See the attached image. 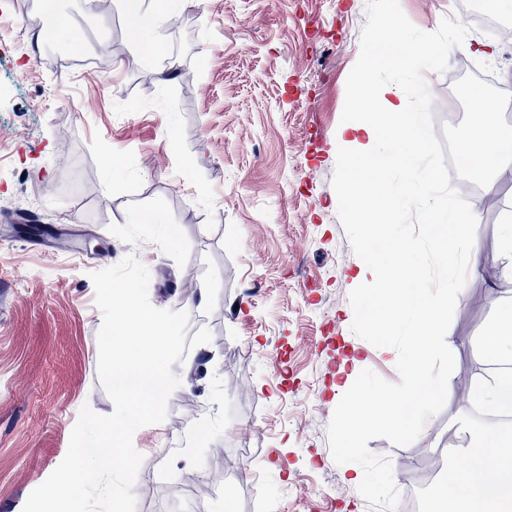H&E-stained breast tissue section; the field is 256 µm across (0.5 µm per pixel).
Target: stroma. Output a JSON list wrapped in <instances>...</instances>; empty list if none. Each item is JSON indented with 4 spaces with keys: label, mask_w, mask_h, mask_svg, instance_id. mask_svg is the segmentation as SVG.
I'll list each match as a JSON object with an SVG mask.
<instances>
[{
    "label": "stroma",
    "mask_w": 512,
    "mask_h": 512,
    "mask_svg": "<svg viewBox=\"0 0 512 512\" xmlns=\"http://www.w3.org/2000/svg\"><path fill=\"white\" fill-rule=\"evenodd\" d=\"M91 2L60 4L87 33L74 43L40 34L42 0H8L18 41L0 54V512H22L60 464L83 406L113 412L89 274L131 252L150 272V303L212 334L173 364L181 385L165 421L134 435L137 512L176 500L195 512H406L404 487L423 483L440 438L479 431L467 396L487 327L512 302L500 250L512 189L488 207L494 173L470 200L485 272L457 297L447 396L416 435L372 412L344 452L330 386L347 351L365 387L406 388L402 326L388 320L395 351L382 353L347 279L385 250L347 209L338 139L367 111L355 84L382 0H174L182 22L158 29L164 52L152 57L127 39L119 0L104 12ZM400 4L426 32L464 15L459 0ZM488 46L499 71L483 91L501 104L512 96L504 43L469 35L449 64ZM172 63L177 80L161 82ZM155 210L166 223H142ZM29 212L70 225L66 247L38 252ZM159 468L177 471L179 493L155 481ZM349 468L365 484L345 483Z\"/></svg>",
    "instance_id": "35a3bbf8"
}]
</instances>
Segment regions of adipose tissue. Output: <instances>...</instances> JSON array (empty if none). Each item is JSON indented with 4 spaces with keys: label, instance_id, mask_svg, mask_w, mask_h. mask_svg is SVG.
<instances>
[{
    "label": "adipose tissue",
    "instance_id": "obj_1",
    "mask_svg": "<svg viewBox=\"0 0 512 512\" xmlns=\"http://www.w3.org/2000/svg\"><path fill=\"white\" fill-rule=\"evenodd\" d=\"M122 7L130 19L129 41L142 49L160 51L153 33L172 21L170 0H122ZM433 54L432 48L407 42L395 28L379 39L373 52L362 60L355 91L359 99L372 102L373 112L354 126L353 137L346 141L351 154L343 194L351 211L370 210L372 198L387 194L383 170L399 164L406 156L421 155L429 143L420 113L406 111L398 87L376 84L375 72L384 67L413 72ZM473 103L477 123L463 146L465 155L479 162L483 175L512 166V128L499 122L498 105L488 102L480 93L474 94ZM381 141L389 142L391 150L379 156L374 147ZM426 222L427 235L437 245L449 286L460 287L464 279L479 273L476 261L466 262L461 257L462 246L475 240L478 232L468 213L430 207L426 210ZM385 246L389 265L366 261L353 276L352 285L371 303L366 322L369 334H378L379 324L389 316L410 322L407 390L402 398L392 400L367 392L356 372H342L332 389L345 422L340 440L345 448L353 447L362 433L369 409L388 407L397 432H419L431 405L448 392L446 379L432 375L424 363L425 355L439 343L436 330L443 315L439 302L414 278L399 289L369 285L370 279L386 280L395 271L412 265L414 249L390 240ZM436 496L441 512H512V431H489L471 442L463 463L449 466Z\"/></svg>",
    "mask_w": 512,
    "mask_h": 512
}]
</instances>
